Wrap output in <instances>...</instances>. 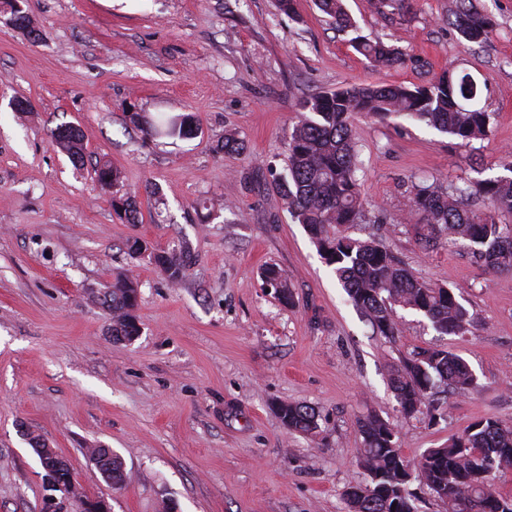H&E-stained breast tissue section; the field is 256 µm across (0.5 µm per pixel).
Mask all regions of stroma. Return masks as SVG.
<instances>
[{
  "label": "stroma",
  "instance_id": "35a3bbf8",
  "mask_svg": "<svg viewBox=\"0 0 512 512\" xmlns=\"http://www.w3.org/2000/svg\"><path fill=\"white\" fill-rule=\"evenodd\" d=\"M494 23L465 42L457 0H345L360 35L397 40L404 65L371 67L315 0H28L39 40L0 16V512H40L45 471L28 436L65 457L79 486L112 512H346L365 481L359 419L376 414L419 457L476 421L512 422V272L490 274L463 245L422 250L405 223L417 186L503 175L512 161V0H475ZM470 73L491 113L488 139L464 145L403 119L354 121L365 223L424 281L447 286L473 316L441 336L412 310L397 339L373 334L346 300L274 176L287 160L300 101L337 88L427 86ZM26 99L33 114L13 102ZM195 113L191 139L145 135L132 114ZM86 146L73 165L52 145L60 125ZM242 141L224 153L225 135ZM121 173L110 192L98 161ZM134 197L139 221L111 201ZM187 256L171 283L128 240ZM288 277L292 304L265 290ZM139 284L140 334L111 338L101 297ZM441 346L470 364L468 395L443 414L402 418L392 368ZM315 409L319 430L293 434L275 406ZM111 448L127 479L112 490L87 454ZM262 281L265 288L275 289L276 294L279 295L281 293L280 289L282 288L288 295L279 297L280 301L286 305L292 304L293 302V294L288 286L287 278L282 273V271L274 266L266 267L262 272Z\"/></svg>",
  "mask_w": 512,
  "mask_h": 512
}]
</instances>
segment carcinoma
<instances>
[{"mask_svg":"<svg viewBox=\"0 0 512 512\" xmlns=\"http://www.w3.org/2000/svg\"><path fill=\"white\" fill-rule=\"evenodd\" d=\"M27 0H0V11L12 25L33 40L39 33L28 13L19 9ZM320 10L336 28L354 27L342 0H317ZM454 25L468 43H482L493 31L491 20L473 0H458ZM352 47L370 65L385 68L405 63L399 47L360 35ZM480 96V86L465 72L448 70L429 86L380 84L345 87L318 92L300 103L298 121L288 137L287 165L277 189L292 219L303 225L324 263L332 269L347 295L359 309L366 325L376 334L398 335L395 307L424 316L441 336H463L473 317L445 286H433L417 277L378 237L369 233L353 238L347 230L364 223L361 183L357 178L358 151L353 132L357 116L384 122L404 118L425 123L467 145L484 140L490 132L491 114L471 107ZM198 130L191 112L155 120L143 128L151 137L190 139ZM51 142L75 163L82 161L84 139L80 130L65 125L51 131ZM97 183L108 190L120 173L105 162L95 170ZM478 196L500 212L512 213V176L466 181L448 187L421 186L408 202L407 221L417 240L426 248L466 244L489 272L512 270V227L465 206ZM112 207L129 224L138 223L130 197L112 200ZM166 278H183L186 260L174 252L166 258ZM266 288H281L280 301L293 303L287 278L274 266L262 272ZM138 282L119 277L102 300L112 316V335H128L135 328ZM390 385L398 410L405 418L424 412L436 416L440 391L466 395L476 386V376L459 354L441 346L426 348L394 368ZM277 413L290 431L309 434L318 429L314 409L281 402ZM362 448L358 461L371 477V488L360 483L344 491L348 512H416L409 484L399 478L410 475L427 486L446 506V512H512L505 508L497 480L512 472V423L487 418L469 425L439 448L427 449L420 458H407L394 428L377 416L359 421Z\"/></svg>","mask_w":512,"mask_h":512,"instance_id":"1","label":"carcinoma"}]
</instances>
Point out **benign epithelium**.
Masks as SVG:
<instances>
[{
    "mask_svg": "<svg viewBox=\"0 0 512 512\" xmlns=\"http://www.w3.org/2000/svg\"><path fill=\"white\" fill-rule=\"evenodd\" d=\"M28 441L46 471L48 487L51 489V494L43 500L41 512H68L69 503L73 500L80 502L81 512H111L106 499L79 493L73 474L62 476V470L68 468V462L62 455L43 449L41 439L30 437Z\"/></svg>",
    "mask_w": 512,
    "mask_h": 512,
    "instance_id": "7a95c632",
    "label": "benign epithelium"
}]
</instances>
